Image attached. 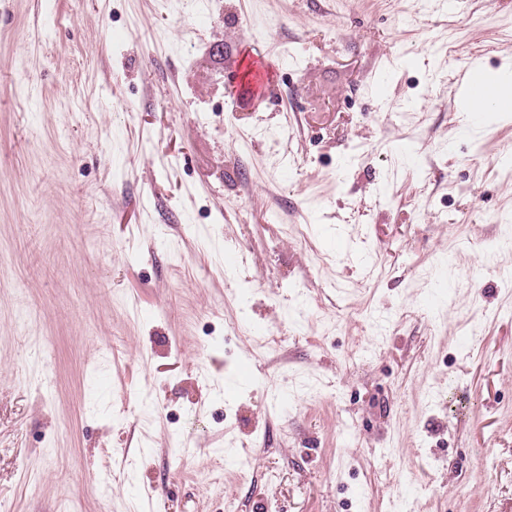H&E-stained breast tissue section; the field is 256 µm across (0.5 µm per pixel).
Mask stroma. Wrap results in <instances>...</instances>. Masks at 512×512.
Wrapping results in <instances>:
<instances>
[{
	"instance_id": "stroma-1",
	"label": "stroma",
	"mask_w": 512,
	"mask_h": 512,
	"mask_svg": "<svg viewBox=\"0 0 512 512\" xmlns=\"http://www.w3.org/2000/svg\"><path fill=\"white\" fill-rule=\"evenodd\" d=\"M472 60L512 0H0V512H512Z\"/></svg>"
}]
</instances>
